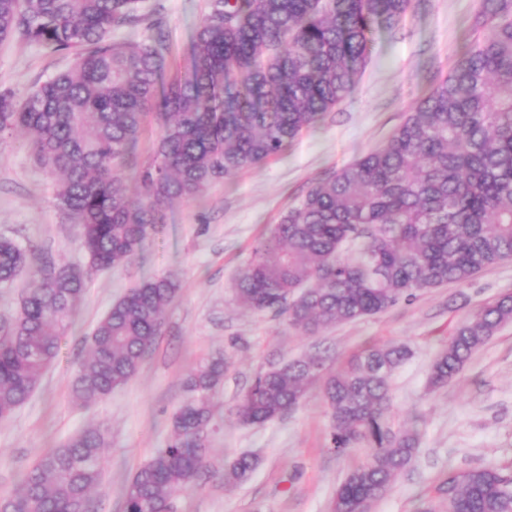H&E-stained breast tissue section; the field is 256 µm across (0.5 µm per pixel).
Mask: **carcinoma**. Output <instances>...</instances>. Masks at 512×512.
I'll return each mask as SVG.
<instances>
[{
    "instance_id": "carcinoma-1",
    "label": "carcinoma",
    "mask_w": 512,
    "mask_h": 512,
    "mask_svg": "<svg viewBox=\"0 0 512 512\" xmlns=\"http://www.w3.org/2000/svg\"><path fill=\"white\" fill-rule=\"evenodd\" d=\"M143 0H0V40L19 34L71 66L25 97L0 91V144L22 132L39 164L59 177L58 205L76 224L87 264L33 271L0 337V421L39 386L75 325L97 271L129 263L164 210L213 183L284 153L354 90L377 31L396 28L411 0H208L188 60L168 74L161 18L153 34L115 41L140 22ZM474 41L448 76L417 101L387 142L312 181L256 245L234 297L271 310L305 334L382 313L431 288L463 284L512 259V0H480ZM159 127L136 152L147 121ZM31 267V254L0 236V288ZM175 283L130 289L97 324L72 383L81 403L130 381L158 335ZM512 293L460 321L435 359L429 384L448 383L504 325ZM405 345L370 346L338 371L320 356L258 376L237 408L259 425L297 407L320 382L338 455L369 450L337 487L331 512H371L418 445L391 423L392 374ZM224 358L195 365L173 436L122 489L125 512H176L177 494L202 470ZM104 431L86 429L46 453L0 512H73L103 476ZM258 465L243 453L225 465L240 483ZM438 491L446 512H512V474L486 465L451 469Z\"/></svg>"
}]
</instances>
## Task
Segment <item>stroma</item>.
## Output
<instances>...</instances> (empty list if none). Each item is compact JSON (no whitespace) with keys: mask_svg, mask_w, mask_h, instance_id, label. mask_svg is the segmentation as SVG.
Masks as SVG:
<instances>
[{"mask_svg":"<svg viewBox=\"0 0 512 512\" xmlns=\"http://www.w3.org/2000/svg\"><path fill=\"white\" fill-rule=\"evenodd\" d=\"M159 7L168 69L183 63L206 0H145ZM399 28L375 33L371 59L354 92L284 155L211 185L202 197L178 201L128 264L87 282L76 325L33 396L0 422V495L14 492L23 472L50 448L81 431H106L108 446L95 512H122L118 489L165 447L171 417L186 396L190 367L215 355L227 361L209 435L207 463L178 497V512H329L349 469L365 449L338 456L326 447L330 416L318 385L295 409L262 425L239 423L237 405L258 374L319 354L331 369L369 345H408L409 359L391 377L394 427L414 423L419 454L372 512H417L433 498L448 469L494 464L512 470V323L474 353L448 385L430 388L432 362L455 326L478 308L512 293V261L469 282L418 294L383 313L315 335L269 311L237 307L233 288L254 245L295 205L315 179L381 146L433 82L445 78L471 45L479 0H412ZM68 59L13 36L0 42V90L17 96L65 69ZM57 178L36 161L24 136L0 144V236L34 251L53 268L84 262L76 228L55 200ZM177 285L159 333L138 374L104 399L76 402L72 380L97 322L127 289L145 279ZM255 452L259 465L245 482H224V465Z\"/></svg>","mask_w":512,"mask_h":512,"instance_id":"stroma-1","label":"stroma"}]
</instances>
